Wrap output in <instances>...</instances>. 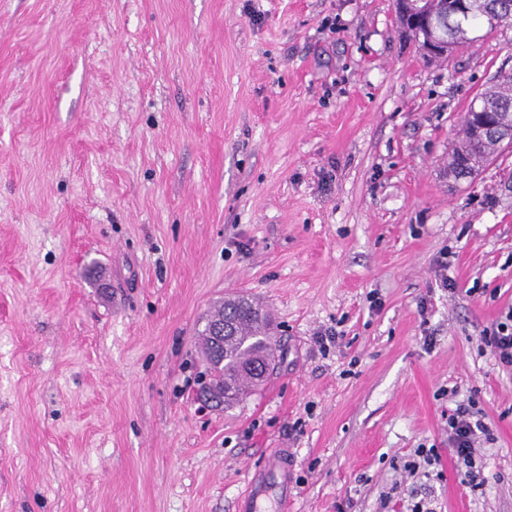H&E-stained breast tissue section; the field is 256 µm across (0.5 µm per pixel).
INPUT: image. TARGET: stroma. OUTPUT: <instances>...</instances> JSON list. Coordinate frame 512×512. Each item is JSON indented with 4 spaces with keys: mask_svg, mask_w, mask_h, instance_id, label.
I'll list each match as a JSON object with an SVG mask.
<instances>
[{
    "mask_svg": "<svg viewBox=\"0 0 512 512\" xmlns=\"http://www.w3.org/2000/svg\"><path fill=\"white\" fill-rule=\"evenodd\" d=\"M503 72L512 28L432 62L393 0H0V512H235L274 448L289 512H512V370L481 343L512 149L448 174ZM238 295L277 365L204 410L196 331ZM451 387L495 436L475 492ZM423 445L443 478L402 473Z\"/></svg>",
    "mask_w": 512,
    "mask_h": 512,
    "instance_id": "1",
    "label": "stroma"
}]
</instances>
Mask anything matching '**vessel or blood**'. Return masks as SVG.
<instances>
[{"mask_svg": "<svg viewBox=\"0 0 512 512\" xmlns=\"http://www.w3.org/2000/svg\"><path fill=\"white\" fill-rule=\"evenodd\" d=\"M293 452L278 448L267 454L248 473L237 500L238 512H267L268 504L286 507L291 498V462Z\"/></svg>", "mask_w": 512, "mask_h": 512, "instance_id": "obj_1", "label": "vessel or blood"}]
</instances>
